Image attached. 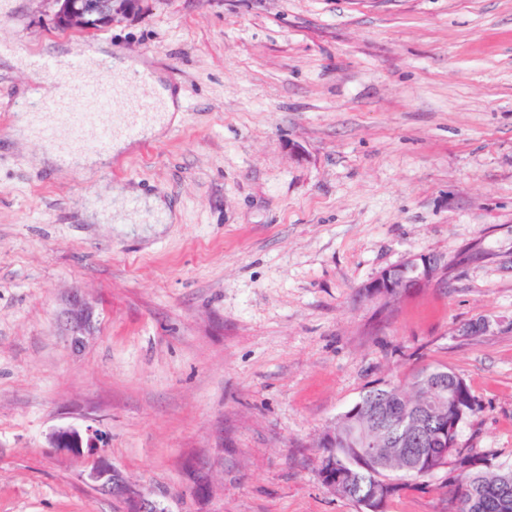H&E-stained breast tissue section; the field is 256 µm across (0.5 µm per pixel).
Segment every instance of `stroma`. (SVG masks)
I'll list each match as a JSON object with an SVG mask.
<instances>
[{"instance_id":"stroma-1","label":"stroma","mask_w":512,"mask_h":512,"mask_svg":"<svg viewBox=\"0 0 512 512\" xmlns=\"http://www.w3.org/2000/svg\"><path fill=\"white\" fill-rule=\"evenodd\" d=\"M55 11L0 0V512H123L50 442L90 426L166 512H360L323 481L327 432L434 367L477 404L460 447L512 468V0H149L94 32ZM62 54L152 70L178 123L103 168L39 164L48 129L96 150L33 64ZM422 253L439 282L366 296ZM453 476L388 512H448ZM93 317V306L78 292L72 293L67 306L58 312L57 322L65 330L73 349H80L84 336L91 334Z\"/></svg>"}]
</instances>
